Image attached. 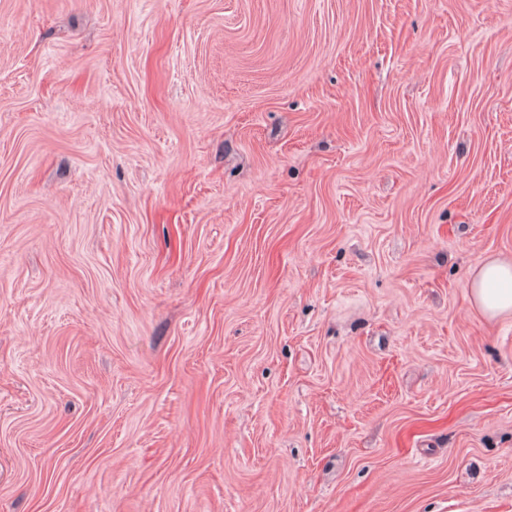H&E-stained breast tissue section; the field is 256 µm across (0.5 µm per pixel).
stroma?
<instances>
[{"label": "stroma", "instance_id": "stroma-1", "mask_svg": "<svg viewBox=\"0 0 512 512\" xmlns=\"http://www.w3.org/2000/svg\"><path fill=\"white\" fill-rule=\"evenodd\" d=\"M512 0H0V512H512ZM470 301L489 317L512 313V263L482 265L470 283Z\"/></svg>", "mask_w": 512, "mask_h": 512}]
</instances>
